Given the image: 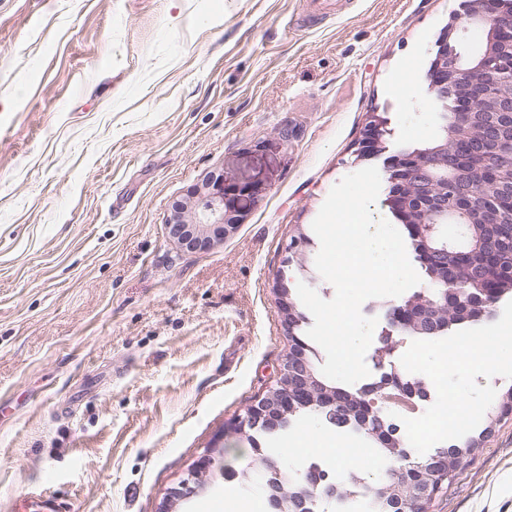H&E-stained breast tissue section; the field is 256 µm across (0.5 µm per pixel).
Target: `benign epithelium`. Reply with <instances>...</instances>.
<instances>
[{
	"mask_svg": "<svg viewBox=\"0 0 512 512\" xmlns=\"http://www.w3.org/2000/svg\"><path fill=\"white\" fill-rule=\"evenodd\" d=\"M462 25H448L441 31L435 42L436 55L433 69L427 73L428 91L441 104L442 126L440 138L464 142L460 151L448 147H435L429 151L430 160L423 167L414 163L415 153L403 150L389 157L388 165L401 164L404 183L419 181H441L443 190L437 200L429 203L427 216L429 224L411 225L412 240L418 248L426 266L441 263L448 254L450 243L443 239L444 225L436 219L445 218L449 224L477 223L487 231L501 222L504 208L512 210V95L506 96L501 85L512 79V57L504 56L498 46L512 43V6L501 0H479L472 6L470 0H463ZM478 29L482 32V51L466 52L451 43L458 31ZM492 112L485 122L479 141L468 142L473 124L481 120L486 112ZM378 123L369 117L358 146L368 157L382 154L380 151ZM468 165L480 169L485 185L494 190L490 201L474 207L467 201V190L457 184L459 174ZM244 214L234 207V194L224 187V181L209 174L202 180L191 199L180 202L172 209L167 223L170 236L181 248H209L229 236L243 223ZM490 277L480 267L472 271L470 287L480 295L490 296ZM430 297L397 308L389 314L391 331L384 340L392 338V332L404 331L414 325L426 331L434 327L429 321V312L438 306L440 300L448 297V276L436 277L431 281ZM278 296V313L286 329L292 328L293 320L288 317L293 305L285 278L275 284ZM322 390L327 397L325 406L336 405L333 391L317 381L304 352L294 350L288 353L280 365L275 384L248 406L243 416L233 425V433L245 435L249 430L278 428L288 422V413L294 401L306 397L312 387ZM358 394L368 401V407L357 408L358 425L362 429L380 430L387 421L373 406L380 401L396 400L412 403L425 395L417 382H407L392 371L383 374L379 380L358 388ZM224 456V443L211 445L198 460L191 472V479L183 480L170 489L163 498L157 512H178L176 506L200 494L205 488L206 473L217 458ZM394 486L410 496L425 499L430 487L412 483L407 472L388 474ZM271 501L275 512H298L299 498L272 489Z\"/></svg>",
	"mask_w": 512,
	"mask_h": 512,
	"instance_id": "obj_1",
	"label": "benign epithelium"
}]
</instances>
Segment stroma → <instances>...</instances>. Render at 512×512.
Instances as JSON below:
<instances>
[{
    "mask_svg": "<svg viewBox=\"0 0 512 512\" xmlns=\"http://www.w3.org/2000/svg\"><path fill=\"white\" fill-rule=\"evenodd\" d=\"M462 2L352 0L328 15L307 0H0V512L22 499L28 512L44 499L157 512L219 435L206 490L178 512H248L224 472L252 450L228 427L289 349L273 288L303 276L284 249L363 169L370 114L386 117L391 155L439 133L426 74ZM211 172L251 188L235 199L247 217L180 251L172 207ZM392 341L396 368L432 383L399 424L411 460L499 418L428 512H512V415H498L512 300L447 335ZM445 419L435 439L411 434ZM265 446L343 482L360 469L351 431L313 417Z\"/></svg>",
    "mask_w": 512,
    "mask_h": 512,
    "instance_id": "1",
    "label": "stroma"
}]
</instances>
